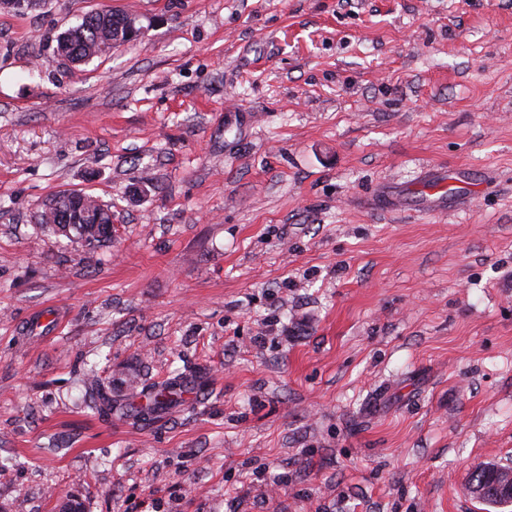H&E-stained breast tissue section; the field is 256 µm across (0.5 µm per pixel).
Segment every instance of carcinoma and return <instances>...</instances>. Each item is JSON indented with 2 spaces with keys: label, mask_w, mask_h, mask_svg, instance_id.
I'll list each match as a JSON object with an SVG mask.
<instances>
[{
  "label": "carcinoma",
  "mask_w": 512,
  "mask_h": 512,
  "mask_svg": "<svg viewBox=\"0 0 512 512\" xmlns=\"http://www.w3.org/2000/svg\"><path fill=\"white\" fill-rule=\"evenodd\" d=\"M136 19L110 10L91 11L84 14L81 22L55 37V52L71 63L84 64L100 57L110 50L137 39L139 27ZM55 206H47L40 213V223L57 224L61 216H66L70 230L78 238L95 246L111 240V237L95 228V225L112 223V209L101 203L95 196L84 191L64 190L55 194ZM85 402L87 406L103 416L112 415V396L104 381L93 375L86 378ZM179 384L169 382L153 386L144 392L146 404L137 410V418L152 423L157 414L173 401ZM472 482L485 490L479 501L497 506L499 502L492 493V484L499 482L498 471H489L482 465L474 470Z\"/></svg>",
  "instance_id": "1"
}]
</instances>
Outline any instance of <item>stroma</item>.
Instances as JSON below:
<instances>
[{"label": "stroma", "mask_w": 512, "mask_h": 512, "mask_svg": "<svg viewBox=\"0 0 512 512\" xmlns=\"http://www.w3.org/2000/svg\"><path fill=\"white\" fill-rule=\"evenodd\" d=\"M138 40L54 52L92 10ZM472 189L445 211L429 172ZM82 190L93 248L40 224ZM96 371L115 410L83 402ZM180 377L146 425L127 410ZM512 0L0 9V512H500ZM53 196L55 198L50 203H55L56 206L46 205L40 213L41 224H51L56 229L54 224H61L60 215H64L71 226L66 224L61 232L69 235L70 228L78 238L89 242L88 246L100 245L112 239L105 231L102 233L100 226L95 230V224H110L112 231L110 206L102 204L95 196L84 191L64 190ZM490 465L497 466V468L499 466L500 468L510 470L512 473V468L508 466H501L494 463H488L474 470V476L472 477L471 481L473 482V484H475V486L485 490V494H483L480 497H477L479 501L490 506L500 507V503L498 502L496 495L492 493V483H499L498 469H495L491 473L487 468Z\"/></svg>", "instance_id": "obj_1"}]
</instances>
